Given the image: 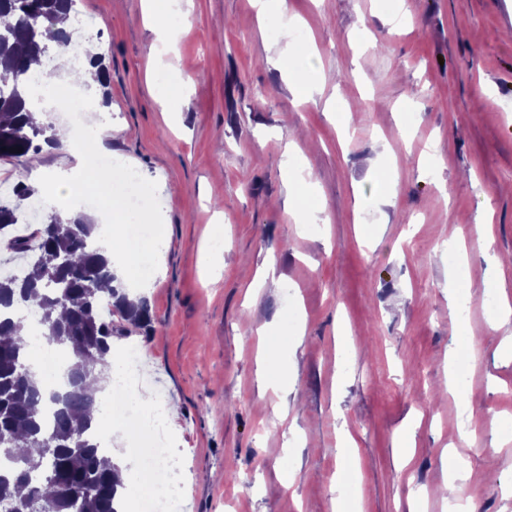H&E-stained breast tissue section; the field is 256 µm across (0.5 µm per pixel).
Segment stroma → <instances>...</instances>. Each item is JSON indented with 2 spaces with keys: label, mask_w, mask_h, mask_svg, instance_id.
I'll list each match as a JSON object with an SVG mask.
<instances>
[{
  "label": "stroma",
  "mask_w": 512,
  "mask_h": 512,
  "mask_svg": "<svg viewBox=\"0 0 512 512\" xmlns=\"http://www.w3.org/2000/svg\"><path fill=\"white\" fill-rule=\"evenodd\" d=\"M399 6L405 20L388 23ZM78 9L107 74V107L86 125L138 173L131 219L162 243L142 265L152 322L112 344L140 346L146 390L171 415L181 512H332L344 468L360 475L357 512H408L413 498L453 512L432 494L453 461L480 477L462 489L477 512H512V356L497 350L512 322L492 324L512 265L488 262L512 255V0H284L263 19L254 0H184L162 57L141 0ZM290 16L317 52L271 66ZM291 70L320 77V102L295 103ZM178 75L183 105L163 82ZM290 143L312 173V230L279 204ZM76 163L58 148L0 159V199L20 182L46 197ZM270 261L281 287L251 293ZM259 321L280 348L269 371L291 383L281 420L279 393L256 379ZM458 323L477 359L452 366Z\"/></svg>",
  "instance_id": "35a3bbf8"
}]
</instances>
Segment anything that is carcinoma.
<instances>
[{
	"instance_id": "carcinoma-1",
	"label": "carcinoma",
	"mask_w": 512,
	"mask_h": 512,
	"mask_svg": "<svg viewBox=\"0 0 512 512\" xmlns=\"http://www.w3.org/2000/svg\"><path fill=\"white\" fill-rule=\"evenodd\" d=\"M76 0H0V159L37 154L55 142L52 126L30 112L26 87L31 64L46 57L48 37L66 45L74 31L57 28ZM20 152L12 153L10 149ZM15 203H0V232L19 221L18 200L34 195L20 183ZM95 225L51 211L33 233L6 243L14 252L37 251L20 278L0 279V434L11 444L0 450V512H118L115 472L101 461L92 439L94 398L84 381L96 370H112V337L123 330L117 314L139 327L149 325L146 298H129L101 251L91 246ZM39 310L43 335L68 357L66 380L49 392L27 360L26 323L19 309ZM28 492L21 496L18 489Z\"/></svg>"
}]
</instances>
